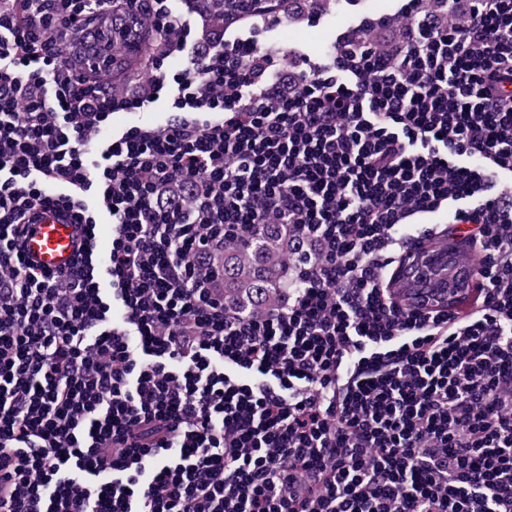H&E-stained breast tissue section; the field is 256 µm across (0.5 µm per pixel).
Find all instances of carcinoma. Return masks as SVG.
Instances as JSON below:
<instances>
[{
  "mask_svg": "<svg viewBox=\"0 0 512 512\" xmlns=\"http://www.w3.org/2000/svg\"><path fill=\"white\" fill-rule=\"evenodd\" d=\"M303 11L332 15L343 0H304ZM198 9L214 25L231 16H243L240 0H198ZM147 46L134 35L126 36L118 25L101 24L100 50L92 59L96 76L116 86L128 74H145ZM286 224H265L260 233L224 239V251L212 254L214 267L224 275V302L245 315L278 307L288 288V262L296 255Z\"/></svg>",
  "mask_w": 512,
  "mask_h": 512,
  "instance_id": "obj_1",
  "label": "carcinoma"
}]
</instances>
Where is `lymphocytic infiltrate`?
<instances>
[{"label": "lymphocytic infiltrate", "instance_id": "1", "mask_svg": "<svg viewBox=\"0 0 512 512\" xmlns=\"http://www.w3.org/2000/svg\"><path fill=\"white\" fill-rule=\"evenodd\" d=\"M123 7L155 51L116 91L65 51L112 0H0V512H512V0H396L317 62L261 9ZM50 208L67 272L22 253ZM275 219L304 253L247 316L209 256ZM437 236L467 307L389 291ZM241 0H199L198 9L214 25H223L230 16H244Z\"/></svg>", "mask_w": 512, "mask_h": 512}]
</instances>
